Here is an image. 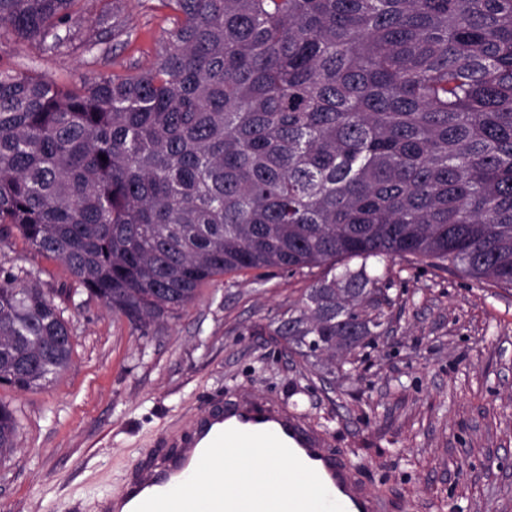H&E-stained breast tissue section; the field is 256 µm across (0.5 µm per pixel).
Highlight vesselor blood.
Instances as JSON below:
<instances>
[{
    "label": "vessel or blood",
    "mask_w": 512,
    "mask_h": 512,
    "mask_svg": "<svg viewBox=\"0 0 512 512\" xmlns=\"http://www.w3.org/2000/svg\"><path fill=\"white\" fill-rule=\"evenodd\" d=\"M228 429L243 432L268 431L277 435L300 460L316 471L331 496L345 512H386L387 503L362 484L342 455L324 446L322 435L307 430L298 412L251 395H241L228 404L202 407L176 430L166 448L147 465L138 467L124 486L104 498L100 512L120 505L134 512L148 497L167 492L188 479L208 445Z\"/></svg>",
    "instance_id": "b4317fda"
}]
</instances>
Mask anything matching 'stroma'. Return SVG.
Returning <instances> with one entry per match:
<instances>
[{"instance_id": "1", "label": "stroma", "mask_w": 512, "mask_h": 512, "mask_svg": "<svg viewBox=\"0 0 512 512\" xmlns=\"http://www.w3.org/2000/svg\"><path fill=\"white\" fill-rule=\"evenodd\" d=\"M104 11L124 36L95 24ZM171 27L158 0H86L58 50L16 45L0 67L60 83L145 68ZM368 266L390 281L387 334L350 364L310 366L271 321L311 275L218 279L141 332L77 288L59 261L20 236L1 241L0 268L35 275L74 352L45 389L0 387L19 420L16 449L0 460V512H98L166 429L237 390L298 406L393 512H512V288L404 260Z\"/></svg>"}]
</instances>
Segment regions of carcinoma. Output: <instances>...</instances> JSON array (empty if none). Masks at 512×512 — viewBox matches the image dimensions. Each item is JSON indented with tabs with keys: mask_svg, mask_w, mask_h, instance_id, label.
Returning a JSON list of instances; mask_svg holds the SVG:
<instances>
[{
	"mask_svg": "<svg viewBox=\"0 0 512 512\" xmlns=\"http://www.w3.org/2000/svg\"><path fill=\"white\" fill-rule=\"evenodd\" d=\"M159 2L145 69H0V242L135 329L224 275L361 260L271 322L305 360L382 335L372 258L512 288V0ZM83 11L0 0V51L55 50ZM72 353L54 298L0 270V386L42 389ZM17 428L0 403V457Z\"/></svg>",
	"mask_w": 512,
	"mask_h": 512,
	"instance_id": "1",
	"label": "carcinoma"
}]
</instances>
